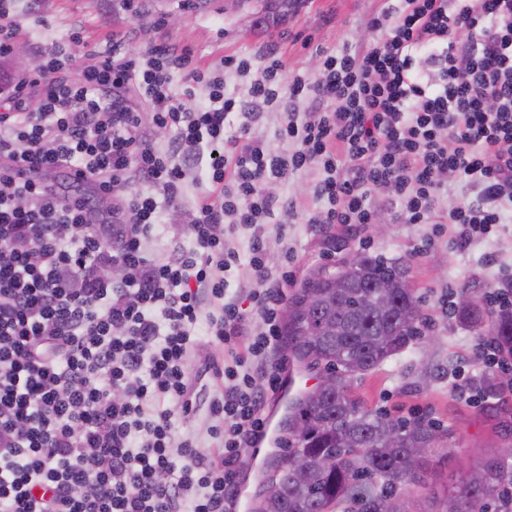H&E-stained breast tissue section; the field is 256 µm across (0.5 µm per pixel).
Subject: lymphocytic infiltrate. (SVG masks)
Wrapping results in <instances>:
<instances>
[{
  "label": "lymphocytic infiltrate",
  "instance_id": "f902f5d3",
  "mask_svg": "<svg viewBox=\"0 0 512 512\" xmlns=\"http://www.w3.org/2000/svg\"><path fill=\"white\" fill-rule=\"evenodd\" d=\"M13 2L0 0V512H238L243 454L281 385L295 257L268 261V185L316 172L322 229L374 223L383 191L397 223L490 238L512 219V0H385L367 22L379 39L325 53L313 81L286 75L275 42L224 56L214 77L165 41L78 53L77 29L23 76ZM226 70L249 74L245 97L226 95ZM273 105L284 152L252 134ZM157 128L173 130L167 148ZM203 142L213 191L190 242L150 257L157 201L178 204ZM55 172L92 193L59 195L41 179ZM450 175L472 196L446 204ZM235 265L247 311L224 281ZM205 335L222 346L200 363L216 380L208 452L175 426L196 409L187 370Z\"/></svg>",
  "mask_w": 512,
  "mask_h": 512
}]
</instances>
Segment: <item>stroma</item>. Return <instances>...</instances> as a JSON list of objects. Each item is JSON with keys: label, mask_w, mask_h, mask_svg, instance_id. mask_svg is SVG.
<instances>
[{"label": "stroma", "mask_w": 512, "mask_h": 512, "mask_svg": "<svg viewBox=\"0 0 512 512\" xmlns=\"http://www.w3.org/2000/svg\"><path fill=\"white\" fill-rule=\"evenodd\" d=\"M383 0H142L140 13L126 8L124 0H43L39 13H31L28 0H16L23 16L20 48L35 58L42 45L59 40L70 28L79 27L91 45L103 43L111 34L135 33L138 49L153 41H169L190 47L204 66L233 55L250 58L272 39H279L288 71L317 77L323 53L340 51L344 45L371 40L366 20ZM165 27L155 30L157 19ZM208 149H201L194 180L183 189L180 209L160 203L167 227L149 243L155 255L169 254L173 244L187 241L189 216L197 200L211 192L208 180ZM316 176L305 172L284 184L269 188L278 199L266 219L268 255L278 261L283 246L293 247L298 262L289 291H296L311 272L334 270L350 254L368 251L401 261L408 269L407 282L422 312L431 324L424 339L378 368L353 380L351 392L369 409L409 417L429 415L443 438L428 453L430 480L439 484L447 475H460L469 465L504 449H512L499 423L512 414V388L494 398L474 403L457 393L456 377L470 379L473 391H482L485 369L473 358L480 338L448 314L444 301L449 290L471 289L481 296L512 271V223L497 236L461 247L450 236L430 239L427 224L389 223L385 234L374 227L365 230L333 229L327 232L307 224L308 211L315 209ZM370 248H362L361 238ZM189 379L199 403L195 413L180 416L179 433L197 435L201 451L212 446L207 436L205 399L213 389V378L189 369Z\"/></svg>", "instance_id": "35a3bbf8"}]
</instances>
